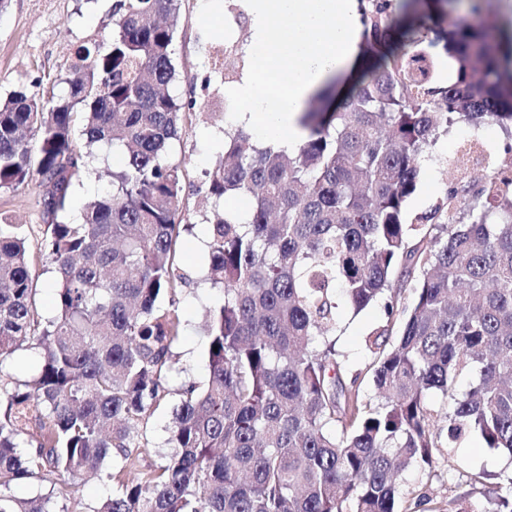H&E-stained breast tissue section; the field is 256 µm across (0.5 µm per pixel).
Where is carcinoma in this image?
<instances>
[{
    "label": "carcinoma",
    "instance_id": "obj_1",
    "mask_svg": "<svg viewBox=\"0 0 512 512\" xmlns=\"http://www.w3.org/2000/svg\"><path fill=\"white\" fill-rule=\"evenodd\" d=\"M179 2L116 0L106 49H76L66 96L0 99V190L39 176L57 273L46 318L25 236L0 224V512H398L401 472L431 465L444 436L474 431L512 459V164L472 143L444 195L406 217L440 133L512 126V43L485 0L460 18L450 0H360L363 68L341 98L313 97L295 151L224 130L207 172L206 279L223 289L205 325L209 379L180 393L165 462L141 469L139 427L168 394L187 284L183 185L166 156L194 106L169 90ZM105 146L125 155L112 192L72 222ZM236 196L249 200L243 217L221 209ZM341 303L383 304L365 339L376 401L343 377ZM23 347L41 366L11 387L3 366ZM465 374L469 389L433 423L428 396ZM29 423L37 438L22 452ZM113 456L116 472L104 468ZM84 472L116 491L83 505ZM27 480L51 486L11 494ZM481 494L486 506L464 499L457 512H512V493Z\"/></svg>",
    "mask_w": 512,
    "mask_h": 512
}]
</instances>
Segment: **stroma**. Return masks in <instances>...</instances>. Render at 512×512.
Here are the masks:
<instances>
[{
    "instance_id": "35a3bbf8",
    "label": "stroma",
    "mask_w": 512,
    "mask_h": 512,
    "mask_svg": "<svg viewBox=\"0 0 512 512\" xmlns=\"http://www.w3.org/2000/svg\"><path fill=\"white\" fill-rule=\"evenodd\" d=\"M243 0H180L179 18L173 41L177 79L173 92L192 99L185 112L181 138L172 144L169 155L179 165L185 187V222L178 248V263L188 278L180 294L182 331L174 348L176 369L170 375L168 396L140 428V439L151 453L146 467L160 465L170 451L168 438L180 392L189 384L208 381V341L203 333L205 315L221 300L218 290L206 281V248L210 221L206 202L205 171L221 156L225 128L233 127L240 105L231 95L232 81L224 77V51L232 49L236 59H244L243 47L249 37V21ZM113 0H7L0 10V97L23 90L39 93L54 85L65 94L64 78L77 46L89 41H105L112 33ZM479 135L484 146L493 149L497 161H506L500 144L507 132L498 125L472 131L467 125L450 127L441 135L422 161L415 193L407 201L408 215L427 212L441 196L457 171L454 160L464 142ZM118 155L102 154L93 163L94 173L77 188L74 212L112 189L110 171L119 167ZM38 179L14 190L0 192V222L22 225L32 266L38 276L36 304L41 314L54 312L55 275L42 244L43 217L36 200ZM345 328L337 347L345 356L348 376L358 379L360 390L375 397L372 383L373 357L365 346L367 334L384 320L382 306L373 305L355 314L345 306L338 309ZM512 475V462L486 447L476 432L463 435L451 448L438 451L430 468L408 467L402 476L403 512H415L418 495H426L428 512H455L456 501L470 492L479 474Z\"/></svg>"
}]
</instances>
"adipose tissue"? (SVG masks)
Listing matches in <instances>:
<instances>
[{
  "label": "adipose tissue",
  "mask_w": 512,
  "mask_h": 512,
  "mask_svg": "<svg viewBox=\"0 0 512 512\" xmlns=\"http://www.w3.org/2000/svg\"><path fill=\"white\" fill-rule=\"evenodd\" d=\"M247 12L251 69L234 91L237 120L290 149L312 94L358 58L359 0H247Z\"/></svg>",
  "instance_id": "ef3b65f1"
}]
</instances>
